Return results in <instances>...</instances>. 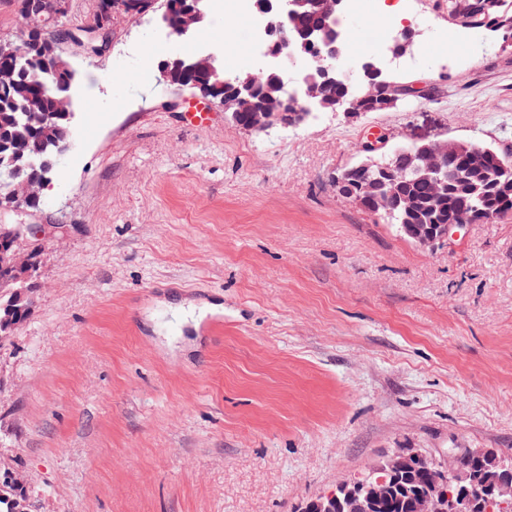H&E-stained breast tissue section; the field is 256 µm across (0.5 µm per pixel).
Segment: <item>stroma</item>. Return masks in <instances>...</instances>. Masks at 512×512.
<instances>
[{
  "label": "stroma",
  "instance_id": "35a3bbf8",
  "mask_svg": "<svg viewBox=\"0 0 512 512\" xmlns=\"http://www.w3.org/2000/svg\"><path fill=\"white\" fill-rule=\"evenodd\" d=\"M440 2L401 74L430 100L260 133L159 79L192 45L257 66L245 26L224 39L231 0L191 41L118 9L105 53L64 46L75 146L4 217L45 238L0 350V463L33 512H297L402 448L512 453V215L429 249L336 190L376 132L512 150V50ZM344 23L376 54L372 0ZM171 300L224 312L196 331ZM42 184L36 180L25 179L18 186L15 193V202L13 204L3 206L0 205V214L3 212H19L26 213L30 209H36L39 205L32 206V201L39 200V192Z\"/></svg>",
  "mask_w": 512,
  "mask_h": 512
}]
</instances>
